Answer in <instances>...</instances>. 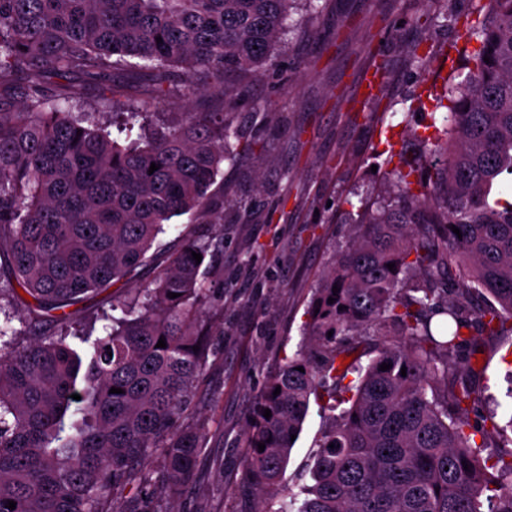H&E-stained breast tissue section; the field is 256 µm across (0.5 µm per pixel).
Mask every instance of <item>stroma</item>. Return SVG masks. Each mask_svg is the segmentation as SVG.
<instances>
[{"mask_svg":"<svg viewBox=\"0 0 512 512\" xmlns=\"http://www.w3.org/2000/svg\"><path fill=\"white\" fill-rule=\"evenodd\" d=\"M479 0H327L311 13L298 0L272 69L247 79L248 97L229 116L253 150L225 162L224 188L246 210L227 209L212 279L224 287L200 323L215 354L184 416L203 426L207 446L198 480L178 512H248L239 494L244 433L267 375L297 351L306 307L336 250L353 238V203L385 189L402 158L435 135L424 89L445 70L464 78L475 47L461 21ZM425 67H418L415 55ZM384 83L370 101L368 72ZM288 126L270 136L274 113ZM486 370L479 387L497 420L512 419V336L480 342ZM330 413L311 403L283 473L294 486L310 462Z\"/></svg>","mask_w":512,"mask_h":512,"instance_id":"stroma-1","label":"stroma"}]
</instances>
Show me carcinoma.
<instances>
[{
	"label": "carcinoma",
	"instance_id": "obj_1",
	"mask_svg": "<svg viewBox=\"0 0 512 512\" xmlns=\"http://www.w3.org/2000/svg\"><path fill=\"white\" fill-rule=\"evenodd\" d=\"M295 2L0 0V297L32 336L0 349V512H175L163 500L195 483L206 433L181 419L212 354L199 318L215 285L192 253L213 259L224 237L217 178L240 138L224 108L244 94L232 78L276 65ZM477 13L465 22L480 43L467 79L434 94L444 138L420 139L394 188L363 204L352 243L313 288L309 341L253 408L251 512H512V452H488L504 429L494 413L470 419L477 337L512 336V0ZM131 70L150 76L136 108L113 83ZM88 86L120 109L124 142L101 113L70 110ZM175 94L186 110L151 129L147 104ZM186 214L151 287L114 293L123 316L87 363L43 336L68 308L129 282L164 223ZM312 397L340 412L298 492L273 509Z\"/></svg>",
	"mask_w": 512,
	"mask_h": 512
}]
</instances>
